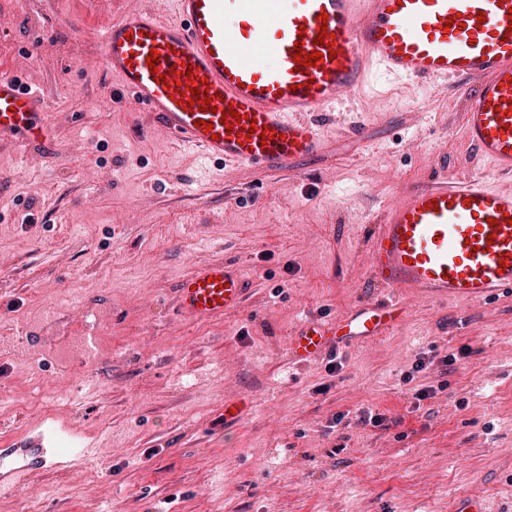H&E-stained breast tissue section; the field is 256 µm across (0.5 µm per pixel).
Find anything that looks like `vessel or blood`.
<instances>
[{
    "instance_id": "vessel-or-blood-1",
    "label": "vessel or blood",
    "mask_w": 512,
    "mask_h": 512,
    "mask_svg": "<svg viewBox=\"0 0 512 512\" xmlns=\"http://www.w3.org/2000/svg\"><path fill=\"white\" fill-rule=\"evenodd\" d=\"M173 13L124 15L99 35L104 66L124 95L172 141L204 161L293 169L321 154L323 118L376 74L393 81L470 84L462 133L475 156L512 175V0H173ZM484 22H477V15ZM334 33L333 47L316 39ZM322 53L307 72L296 51ZM157 55L156 66L147 58ZM191 74H182L183 65ZM165 82H157V75ZM207 82L211 109L187 97ZM240 113L226 128L223 112ZM43 96L12 69L0 72V142L50 149ZM368 261L380 294L346 321L308 319L291 335L306 362L395 328L406 294L472 303L512 291V186L480 173H444L383 206ZM248 283L222 259L192 266L176 311L199 322L241 308ZM61 452L27 460L0 453V485L32 466L69 462Z\"/></svg>"
}]
</instances>
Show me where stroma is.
Masks as SVG:
<instances>
[{"instance_id": "stroma-1", "label": "stroma", "mask_w": 512, "mask_h": 512, "mask_svg": "<svg viewBox=\"0 0 512 512\" xmlns=\"http://www.w3.org/2000/svg\"><path fill=\"white\" fill-rule=\"evenodd\" d=\"M159 2L0 12V55L43 94L53 143L49 159L0 145V448L48 425L89 448L0 488V512H21L24 490L40 512H449L460 494L512 512V293L408 297L405 321L341 349L333 373L288 352L303 318L341 321L376 296L372 219L401 188L444 171L502 183L461 134L465 91L376 77L295 173L201 175L117 94L95 37ZM215 258L239 265L244 307L176 315L178 279ZM236 396L251 412L228 428Z\"/></svg>"}]
</instances>
